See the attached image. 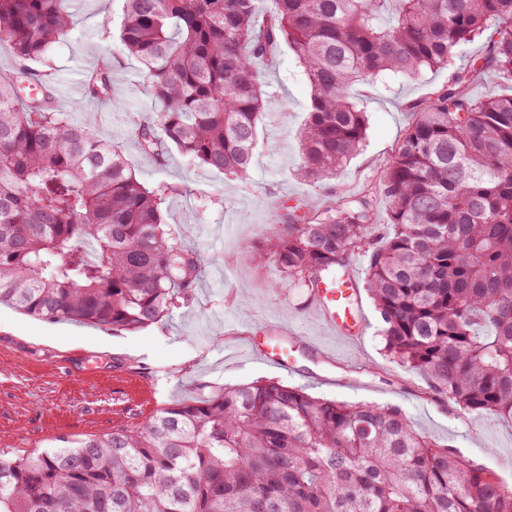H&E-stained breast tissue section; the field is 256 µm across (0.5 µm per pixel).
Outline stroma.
I'll use <instances>...</instances> for the list:
<instances>
[{"mask_svg": "<svg viewBox=\"0 0 512 512\" xmlns=\"http://www.w3.org/2000/svg\"><path fill=\"white\" fill-rule=\"evenodd\" d=\"M73 28L54 44L50 65L34 69L65 92L62 111L118 143L146 186L166 184L163 206L185 244L202 256V274L185 304L161 323L128 332L33 318L0 305V448H42L60 437L134 428L169 404L195 398L202 387L232 388L274 380L347 404L395 405L434 443L512 485V423L468 413L433 397L419 374L391 359L370 296L356 341L330 336L310 312L304 289L282 283L264 252L270 201L304 215L332 194L374 190L410 120V107L445 84L453 70L486 54L484 40L463 46L449 68L428 71L392 91L361 81L354 98L369 116L367 140L336 177L313 182L298 171L295 133L308 117L310 88L288 48L265 65L272 116L260 126L249 176L234 180L170 151L164 165L143 155L135 130L149 116V80L123 51V0H70ZM112 68V99L91 97L82 69L90 53ZM124 101L121 109L113 100ZM285 325L293 368L284 371L238 343H272L268 329Z\"/></svg>", "mask_w": 512, "mask_h": 512, "instance_id": "1", "label": "stroma"}]
</instances>
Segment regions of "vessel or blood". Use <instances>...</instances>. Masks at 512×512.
I'll use <instances>...</instances> for the list:
<instances>
[{
  "label": "vessel or blood",
  "instance_id": "1",
  "mask_svg": "<svg viewBox=\"0 0 512 512\" xmlns=\"http://www.w3.org/2000/svg\"><path fill=\"white\" fill-rule=\"evenodd\" d=\"M310 304L337 335L357 338L363 328V307L356 273H349L341 285L311 292Z\"/></svg>",
  "mask_w": 512,
  "mask_h": 512
}]
</instances>
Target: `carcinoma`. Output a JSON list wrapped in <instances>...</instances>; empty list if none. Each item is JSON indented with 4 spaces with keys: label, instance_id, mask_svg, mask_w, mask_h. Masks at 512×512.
Returning a JSON list of instances; mask_svg holds the SVG:
<instances>
[{
    "label": "carcinoma",
    "instance_id": "obj_1",
    "mask_svg": "<svg viewBox=\"0 0 512 512\" xmlns=\"http://www.w3.org/2000/svg\"><path fill=\"white\" fill-rule=\"evenodd\" d=\"M120 41L147 70L155 118L141 150L171 149L248 175L285 45L311 88L296 132L302 176H335L364 145L360 79L388 88L488 54L412 107L375 194L339 195L302 224L278 216L267 251L308 291L369 256L385 348L467 412L512 421V0H123ZM73 25L68 0H0V304L114 331L157 324L188 298L198 254L165 222L168 187L137 179L122 149L25 92ZM112 91L110 68L88 74ZM391 231L375 224L376 195ZM0 512H512V488L416 431L397 406L349 405L278 381L211 390L132 429L0 453ZM512 81L502 77L490 78L474 84L471 87V94L474 98L480 99L491 94L511 92Z\"/></svg>",
    "mask_w": 512,
    "mask_h": 512
}]
</instances>
